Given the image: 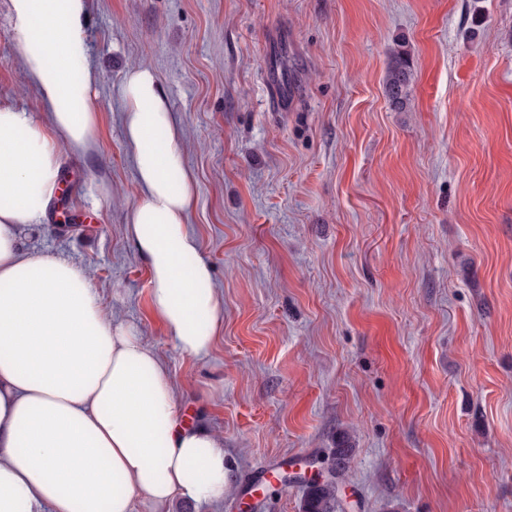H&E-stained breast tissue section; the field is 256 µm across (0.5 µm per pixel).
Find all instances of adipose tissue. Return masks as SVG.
<instances>
[{
    "label": "adipose tissue",
    "instance_id": "1",
    "mask_svg": "<svg viewBox=\"0 0 512 512\" xmlns=\"http://www.w3.org/2000/svg\"><path fill=\"white\" fill-rule=\"evenodd\" d=\"M10 37L47 121L0 106V512H168L222 501V434L181 418L174 385L137 330L101 308L88 271L23 252L18 228L44 219L63 154L97 144L86 0H9ZM124 134L140 190L131 242L151 305L186 356L208 355L222 300L188 224L195 185L153 71L128 70Z\"/></svg>",
    "mask_w": 512,
    "mask_h": 512
}]
</instances>
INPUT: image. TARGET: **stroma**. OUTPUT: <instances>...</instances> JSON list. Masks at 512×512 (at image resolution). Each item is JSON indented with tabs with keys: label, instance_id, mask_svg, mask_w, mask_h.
Wrapping results in <instances>:
<instances>
[{
	"label": "stroma",
	"instance_id": "obj_1",
	"mask_svg": "<svg viewBox=\"0 0 512 512\" xmlns=\"http://www.w3.org/2000/svg\"><path fill=\"white\" fill-rule=\"evenodd\" d=\"M95 152L27 253L93 270L99 302L223 434L230 478L191 512H302L253 472L351 445L349 512H512V0H87ZM406 41L405 111L383 77ZM151 68L180 127L190 224L223 300L183 355L126 216L121 90ZM0 104L42 116L0 0Z\"/></svg>",
	"mask_w": 512,
	"mask_h": 512
}]
</instances>
